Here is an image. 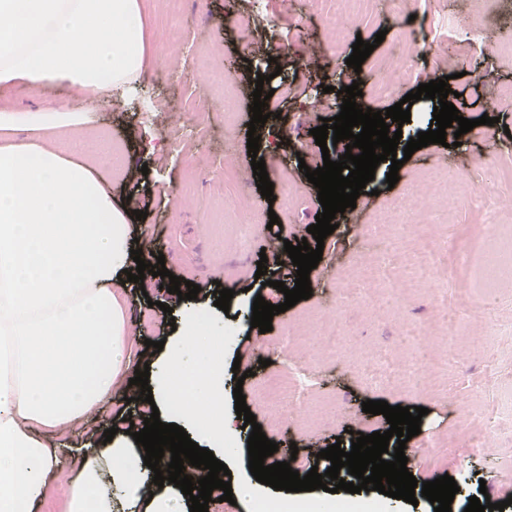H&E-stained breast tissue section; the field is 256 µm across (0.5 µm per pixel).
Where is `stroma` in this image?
<instances>
[{
	"instance_id": "obj_1",
	"label": "stroma",
	"mask_w": 512,
	"mask_h": 512,
	"mask_svg": "<svg viewBox=\"0 0 512 512\" xmlns=\"http://www.w3.org/2000/svg\"><path fill=\"white\" fill-rule=\"evenodd\" d=\"M146 55L144 68L129 85L130 97L112 102L96 112L94 130L81 138L64 133L50 140L51 146L66 155H77L96 165L103 183L119 201L131 209L146 212L142 224L147 231L150 253L163 254L166 268L200 287L196 300L178 299L161 286V277H146L129 288L126 321L131 333L128 345L130 369L144 361L161 367L162 352L152 351L151 342H173L171 315L194 306L209 311L216 326L234 328L235 334L223 344L224 421L237 425L234 387H242L246 404L269 440L279 451L297 446V457L310 466L327 469L329 460L317 458V450L338 443L349 447L353 434L386 431L384 416L362 410L365 400H384L392 406L427 408L420 434L406 444L407 468L417 481H432L442 475L454 477L460 491L451 504L452 512H462L469 497L487 490L491 502H505L504 512H512V418L499 419L498 445L492 453L476 449L461 457L448 454L438 465L426 460V449L437 442L454 439L463 444L469 430L461 423L459 411L444 399L420 396L408 385L378 387L365 379L360 369L376 358H388L394 351L396 333L389 321L371 317L367 310L349 311L350 344L341 355L321 352L317 345L295 349L314 373L316 385L305 396L301 416L273 418L263 407L260 387L267 375L262 360L272 358L278 345L292 335L318 336L322 325L317 316L339 291L341 275L352 269L359 257L374 254L379 274L397 273V262L385 249L391 229H377V214L404 189L417 185L420 177L438 168L467 179L472 187H484L481 198L464 203L454 213H438L434 223L424 225L422 234L433 236L440 256L447 259V274L439 297L428 296L425 288L415 289L402 307V317L414 324L432 322L436 302H450L460 311L456 338L450 348H438L429 373L447 379L456 395L470 404V419L479 422L497 409L498 396L512 394V279L498 284L497 294L486 313L478 315L481 281L471 263L458 257V248L468 240L477 224L499 225V237L512 231V214L499 211V197L512 195V182L486 187L488 167H512V110L500 111L493 125L480 124L487 113V99L497 84L512 80V60L483 52L468 44L463 31H449L446 47L420 62L417 80L427 83L448 79L457 91L454 101L460 116L476 120L471 131L445 144H431L412 154L398 171L395 186H388V162H381L368 191L356 200V222L339 225L324 241L321 261L309 278L312 295L283 313L274 315L272 330L260 333L250 325L255 297L272 304L284 302L274 289L277 281L294 287L296 268L286 252L269 255L265 281L255 278L262 248L278 236L301 244L308 226L323 208L318 190L309 183L306 169L323 164L322 152L311 134L321 119L338 115L337 81L358 83L366 89L377 75L374 64L383 55L375 48L360 70L346 64L352 46L331 48L320 12L314 0H185V27L188 46L208 43L211 55L192 59L186 50L169 51L161 38L164 0H143ZM254 12L249 39H242L238 26L241 14ZM259 53L263 67L242 69L245 51ZM480 59V80L457 76V61ZM227 71L233 87L226 105H214L205 112L184 107L186 96L200 82L201 71ZM268 75L274 94L272 101L281 114L280 133L288 147L271 151L268 138H261L258 155L265 160L275 190L285 184L299 189V199L291 212L279 213L278 226L269 224V202L257 186H250L256 222L247 250L237 246L232 217L223 216L227 196L235 187L224 181V159L233 157L238 168H249L247 132L250 115L247 102L258 74ZM0 107L14 109H85L86 103L63 86L31 88L16 86L0 95ZM109 139L123 159L122 169L98 162L93 146L98 138ZM233 290L229 311L215 307L217 287ZM170 313H163V306ZM246 371L243 384H236L235 370ZM328 406L332 418L318 422L313 412ZM127 403L123 389H115L110 399L97 405L73 430L64 436L74 448L84 447L93 436L109 429L114 418L125 416Z\"/></svg>"
}]
</instances>
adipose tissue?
Listing matches in <instances>:
<instances>
[{
	"mask_svg": "<svg viewBox=\"0 0 512 512\" xmlns=\"http://www.w3.org/2000/svg\"><path fill=\"white\" fill-rule=\"evenodd\" d=\"M139 0H0V92L62 85L88 110L0 108V512H36L51 492L63 450L41 433L62 434L126 385V306L120 293L137 264L129 209L116 203L94 167L49 148L61 128L80 132L91 108L141 72ZM204 310L185 319L167 372L151 380L155 403L182 424L224 441V393L203 354L222 344ZM191 377V403L176 402L173 378ZM81 449L62 512H189L173 485L157 487L145 450L125 434Z\"/></svg>",
	"mask_w": 512,
	"mask_h": 512,
	"instance_id": "ef3b65f1",
	"label": "adipose tissue"
}]
</instances>
